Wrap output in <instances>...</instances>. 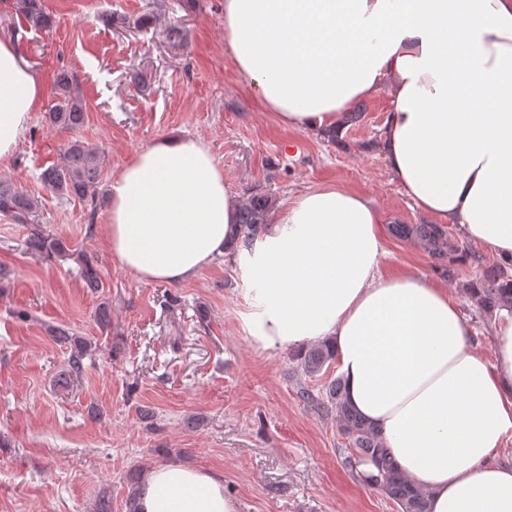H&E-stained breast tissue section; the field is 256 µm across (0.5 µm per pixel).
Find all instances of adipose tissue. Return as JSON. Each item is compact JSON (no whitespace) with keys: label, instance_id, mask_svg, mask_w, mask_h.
<instances>
[{"label":"adipose tissue","instance_id":"adipose-tissue-1","mask_svg":"<svg viewBox=\"0 0 512 512\" xmlns=\"http://www.w3.org/2000/svg\"><path fill=\"white\" fill-rule=\"evenodd\" d=\"M237 73L286 128L323 133L387 93L382 150L415 207L512 259V0H224ZM45 97L17 43L0 39V159ZM112 257L153 282H184L232 255L253 292L256 349L330 341L349 404L383 434L428 512H512V313L487 359L446 289L381 271L382 215L362 193L319 185L230 254L237 198L199 139L135 154L107 188ZM136 512H237L224 476L151 469Z\"/></svg>","mask_w":512,"mask_h":512}]
</instances>
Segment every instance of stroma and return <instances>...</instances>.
Listing matches in <instances>:
<instances>
[{
  "label": "stroma",
  "instance_id": "35a3bbf8",
  "mask_svg": "<svg viewBox=\"0 0 512 512\" xmlns=\"http://www.w3.org/2000/svg\"><path fill=\"white\" fill-rule=\"evenodd\" d=\"M51 32L27 22L21 0H0V39L19 48L43 79L44 102L0 178L38 202L37 218L71 255L45 259L25 247L23 225L0 213V512H93L108 490L126 512L132 468L176 461L224 475L238 512H397L340 455L346 440L333 417L303 405L299 383L320 387L330 367L306 377L295 349L257 350L242 316L250 297L231 259L220 257L189 281L140 279L112 258L106 201L63 198L40 175L78 138L104 157L102 180L117 178L141 149L179 134L208 144L233 194H273L292 204L307 187L336 184L363 193L385 224H427L392 181L377 148L386 96L365 101L359 122L335 137L282 127L239 77L225 51L224 0H44ZM67 72L86 103L75 132L50 124L55 79ZM146 72L148 86L133 74ZM301 141L290 154L284 147ZM455 280L415 240L386 234L381 270L409 269L446 287L472 327L470 342L493 357L492 319L466 292L477 267L498 258L468 240ZM97 260L103 286L78 277V256ZM112 304V326L95 309ZM209 309L199 323L197 306ZM63 324L96 350L68 387L55 379L69 351L47 329ZM151 409L154 428L139 416ZM198 425L186 429L185 418Z\"/></svg>",
  "mask_w": 512,
  "mask_h": 512
}]
</instances>
